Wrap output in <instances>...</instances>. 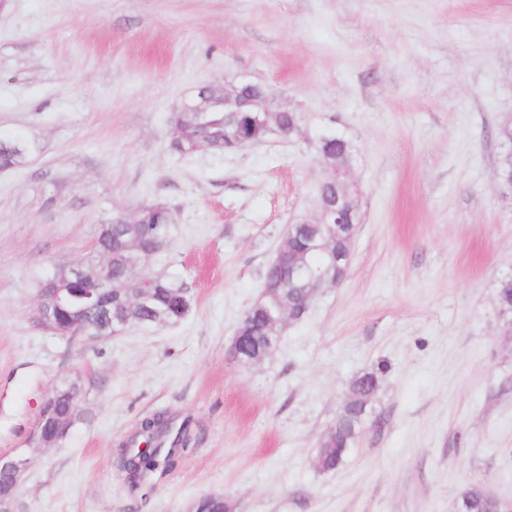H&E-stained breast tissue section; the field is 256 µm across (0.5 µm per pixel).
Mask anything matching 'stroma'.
Returning a JSON list of instances; mask_svg holds the SVG:
<instances>
[{
	"mask_svg": "<svg viewBox=\"0 0 512 512\" xmlns=\"http://www.w3.org/2000/svg\"><path fill=\"white\" fill-rule=\"evenodd\" d=\"M245 74L297 133L231 153L171 151L172 113ZM512 118V0H0V454L22 455L14 512H457L512 499V199L496 131ZM362 186L344 281L265 362L231 353L286 225L314 219L322 136ZM173 210L147 267L191 297L173 325L90 341L35 320L37 289L99 227ZM383 374L357 445L314 464L351 381ZM82 385V418L33 449L41 400ZM198 440L146 492L118 450L144 417ZM319 153L323 161L333 166L352 164V149L336 139H322L319 143Z\"/></svg>",
	"mask_w": 512,
	"mask_h": 512,
	"instance_id": "obj_1",
	"label": "stroma"
}]
</instances>
